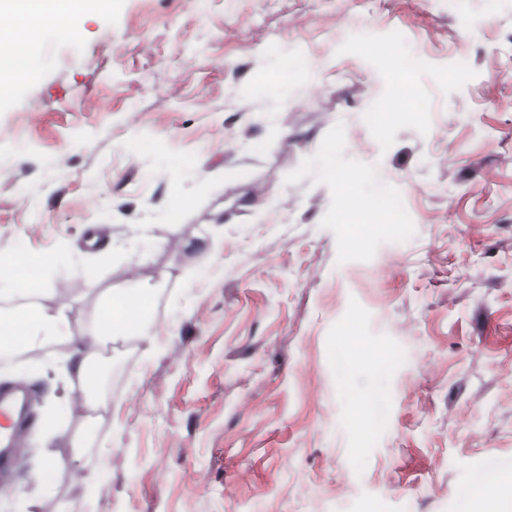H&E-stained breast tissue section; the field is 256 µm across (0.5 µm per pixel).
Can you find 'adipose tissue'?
I'll use <instances>...</instances> for the list:
<instances>
[{"mask_svg":"<svg viewBox=\"0 0 512 512\" xmlns=\"http://www.w3.org/2000/svg\"><path fill=\"white\" fill-rule=\"evenodd\" d=\"M111 7L112 0H0V11L16 19L13 29L0 32V101L17 82L38 71L39 32L77 35L85 12H105ZM40 293L37 287L27 289V304L0 317V356L36 346L63 347L65 376L83 384V404L96 411L98 404L92 392L100 383L101 353L129 336L151 337L149 313L155 292L150 288L110 291L97 314L96 331L85 335L77 332L79 318L69 302L44 306L37 302Z\"/></svg>","mask_w":512,"mask_h":512,"instance_id":"obj_1","label":"adipose tissue"}]
</instances>
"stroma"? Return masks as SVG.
<instances>
[{
    "mask_svg": "<svg viewBox=\"0 0 512 512\" xmlns=\"http://www.w3.org/2000/svg\"><path fill=\"white\" fill-rule=\"evenodd\" d=\"M80 27L0 103V256L87 330L155 286L153 334L104 351L92 425L54 351L12 372L60 434L26 435L0 512H473L512 475V0H112ZM64 469L65 464L58 459H54L51 465L45 464L33 469L30 477L40 490L48 492L54 488Z\"/></svg>",
    "mask_w": 512,
    "mask_h": 512,
    "instance_id": "35a3bbf8",
    "label": "stroma"
}]
</instances>
